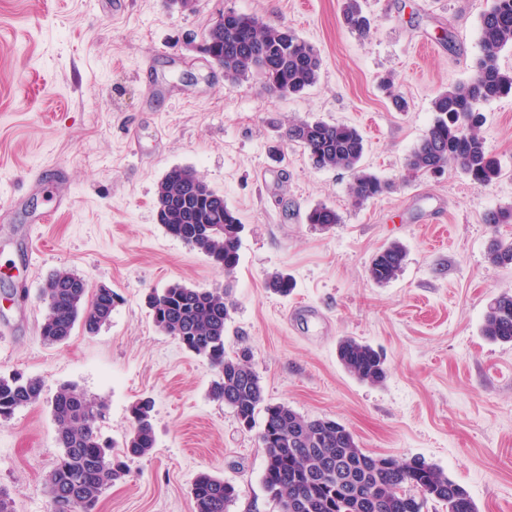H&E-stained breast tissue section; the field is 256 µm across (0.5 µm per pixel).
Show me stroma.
Instances as JSON below:
<instances>
[{
    "instance_id": "obj_1",
    "label": "stroma",
    "mask_w": 512,
    "mask_h": 512,
    "mask_svg": "<svg viewBox=\"0 0 512 512\" xmlns=\"http://www.w3.org/2000/svg\"><path fill=\"white\" fill-rule=\"evenodd\" d=\"M343 3L198 0L181 11L163 0H0V374L44 385L39 402L0 419V487L15 512L49 510L60 454L52 401L66 384L106 401L96 426L118 441L132 404L154 402L152 450L129 461L97 512H192L202 472L235 486L230 512H278L260 426L212 399L214 370L152 321L148 294L175 282L230 288L225 347L250 352L266 402L334 420L368 453L426 459L477 512H512V343L482 334L490 302L512 291V267L487 258L512 224L485 221L512 204V96L481 106L495 182L452 165L436 178L405 171L433 99L470 78L492 0H363L374 20L364 34L345 27ZM227 11L295 30L322 58L316 83L274 98L257 76L225 79L198 47ZM297 120L357 127L364 165L391 191L353 206L350 173L316 168L287 140ZM175 166L195 168L237 213L232 275L158 224L157 186ZM320 204L340 224L307 223ZM394 242L403 266L375 283L370 262ZM58 271L121 300L97 333L78 326L51 345L41 289ZM275 272L290 294L266 288ZM345 337L384 355L383 383L345 370Z\"/></svg>"
}]
</instances>
